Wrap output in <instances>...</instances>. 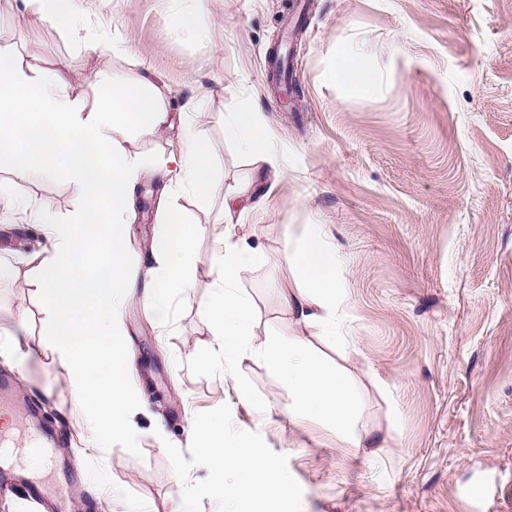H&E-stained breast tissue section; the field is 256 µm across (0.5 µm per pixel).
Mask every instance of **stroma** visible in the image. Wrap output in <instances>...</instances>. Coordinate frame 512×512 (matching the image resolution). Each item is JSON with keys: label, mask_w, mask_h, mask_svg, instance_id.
I'll use <instances>...</instances> for the list:
<instances>
[{"label": "stroma", "mask_w": 512, "mask_h": 512, "mask_svg": "<svg viewBox=\"0 0 512 512\" xmlns=\"http://www.w3.org/2000/svg\"><path fill=\"white\" fill-rule=\"evenodd\" d=\"M198 36L182 33L168 0H84L67 24L40 28L43 65L68 74L69 95L93 106L108 81L152 71L171 116L197 102L215 178L237 181L251 160L224 137V119L253 109L272 130L287 177L267 199L223 218L224 199L174 193L164 172L140 181L126 266L137 289L169 207L196 234L195 259L172 289L166 324L140 301L123 312L124 353L148 401L130 436L99 445L75 408L70 367L20 258L38 239L21 213L0 214V312L21 314L33 348L20 363L0 334V374L38 406L57 452L84 480L70 512H512V0H202ZM112 49L90 51L100 31ZM284 44L300 97L284 111L270 51ZM375 74L364 91L336 81L342 55ZM126 152L160 164L177 128L131 135ZM26 209L57 221L84 208L68 178L12 184ZM322 225L346 269L350 343L315 336V352L360 388L367 448H345L263 361L228 365L206 350L199 307L214 248L246 236L269 264L244 272L259 342L302 336L289 325L283 261L305 225ZM261 449L290 491H247L225 503L236 475L200 459L192 427Z\"/></svg>", "instance_id": "stroma-1"}]
</instances>
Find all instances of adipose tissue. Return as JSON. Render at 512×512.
Masks as SVG:
<instances>
[{
  "instance_id": "obj_1",
  "label": "adipose tissue",
  "mask_w": 512,
  "mask_h": 512,
  "mask_svg": "<svg viewBox=\"0 0 512 512\" xmlns=\"http://www.w3.org/2000/svg\"><path fill=\"white\" fill-rule=\"evenodd\" d=\"M22 2L18 20L32 31L46 21L68 22L78 11V0ZM151 84L148 74L135 85L113 81L88 111L67 94L63 71L43 67L39 48H32L20 62L12 46L0 44V168L8 169L17 183L65 176L84 192L86 205L77 223L58 222L47 206L27 214V223L39 227L44 242L28 254L25 264L50 312L57 345L71 366L76 406L102 443L129 434L140 408L138 389L121 351L122 311L137 298L156 321H164L176 274L190 266L195 255L194 235L173 212L158 230L149 290L137 294L124 271V218L145 170L121 143L134 132L155 134L169 122V111L158 98L142 93ZM196 119V113H184L182 148L163 162L173 185L203 196L223 195L228 218L236 204L259 206L266 173L279 177L283 171L274 137L258 113L234 112L224 120L225 138L253 159L252 170L229 187L212 177ZM284 259L295 280L284 301L289 322L345 346L340 324L345 270L322 226L306 225L299 242L286 248ZM267 261L260 248L232 232L216 248V279L203 307L210 323V348L228 362L248 354L261 359L288 385L301 416L322 419L335 429L343 447H365L364 435L355 428L358 396L347 369L325 366L301 336L252 341V303L237 283L242 272ZM193 436L204 460L239 474V482L225 487V499L265 487L272 465L260 449L227 441L218 428H198Z\"/></svg>"
}]
</instances>
